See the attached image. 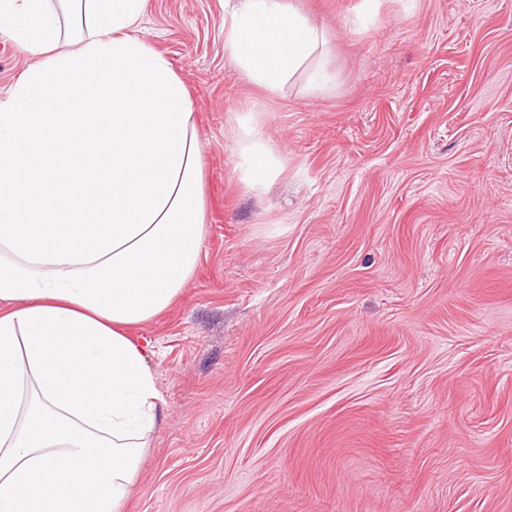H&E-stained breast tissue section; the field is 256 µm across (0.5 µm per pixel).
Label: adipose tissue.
<instances>
[{
    "mask_svg": "<svg viewBox=\"0 0 512 512\" xmlns=\"http://www.w3.org/2000/svg\"><path fill=\"white\" fill-rule=\"evenodd\" d=\"M147 0H0L34 60L0 100V512H124L162 399L130 328L193 278L207 228L190 93L143 35ZM287 0H225L224 52L268 96L329 74ZM241 182L287 164L237 119Z\"/></svg>",
    "mask_w": 512,
    "mask_h": 512,
    "instance_id": "1",
    "label": "adipose tissue"
}]
</instances>
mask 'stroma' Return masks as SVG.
<instances>
[{
  "mask_svg": "<svg viewBox=\"0 0 512 512\" xmlns=\"http://www.w3.org/2000/svg\"><path fill=\"white\" fill-rule=\"evenodd\" d=\"M334 80L269 97L224 0H148L200 118L209 224L132 328L164 402L125 512H512V0H290ZM257 109L288 165L236 171Z\"/></svg>",
  "mask_w": 512,
  "mask_h": 512,
  "instance_id": "1",
  "label": "stroma"
}]
</instances>
